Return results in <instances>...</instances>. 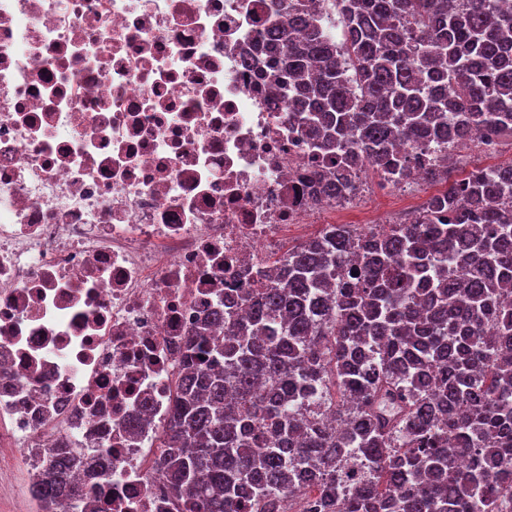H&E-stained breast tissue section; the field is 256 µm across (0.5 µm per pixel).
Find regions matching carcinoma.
Listing matches in <instances>:
<instances>
[{
    "mask_svg": "<svg viewBox=\"0 0 512 512\" xmlns=\"http://www.w3.org/2000/svg\"><path fill=\"white\" fill-rule=\"evenodd\" d=\"M265 37L285 50L282 97L321 158L406 176L417 137L512 136V12L495 0H336ZM301 34L297 40L294 34ZM411 224L358 243L337 224L249 288L244 321L216 310L192 337L159 472L185 512H279L317 473L306 512H502L512 499V163L449 176ZM224 324L233 340L211 336ZM336 410L333 433L302 405ZM476 455L467 467L457 459ZM367 471L345 489L337 458ZM42 499H84L54 454ZM317 1L318 4L316 9V16L320 23L322 24V26H329L333 23L331 32L333 38L336 40V48L339 54V51L343 46V43L346 42L347 33L339 23H336V2L334 0Z\"/></svg>",
    "mask_w": 512,
    "mask_h": 512,
    "instance_id": "carcinoma-1",
    "label": "carcinoma"
}]
</instances>
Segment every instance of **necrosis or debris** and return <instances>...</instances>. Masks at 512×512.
I'll return each mask as SVG.
<instances>
[{
    "label": "necrosis or debris",
    "instance_id": "necrosis-or-debris-1",
    "mask_svg": "<svg viewBox=\"0 0 512 512\" xmlns=\"http://www.w3.org/2000/svg\"><path fill=\"white\" fill-rule=\"evenodd\" d=\"M267 0H0V447L73 455L101 512H183L158 476L186 343L216 307L375 190L412 223L420 173L468 143L415 141L404 178L361 169L328 196L303 181Z\"/></svg>",
    "mask_w": 512,
    "mask_h": 512
}]
</instances>
